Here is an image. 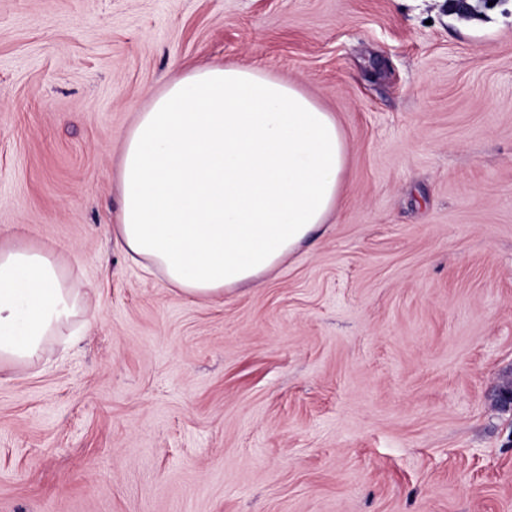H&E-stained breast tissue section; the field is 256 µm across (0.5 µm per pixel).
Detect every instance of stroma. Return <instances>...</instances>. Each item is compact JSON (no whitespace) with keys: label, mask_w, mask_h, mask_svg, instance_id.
<instances>
[{"label":"stroma","mask_w":512,"mask_h":512,"mask_svg":"<svg viewBox=\"0 0 512 512\" xmlns=\"http://www.w3.org/2000/svg\"><path fill=\"white\" fill-rule=\"evenodd\" d=\"M215 61L340 123L325 234L189 301L106 237L136 112ZM90 289L0 370V512H512V0H0V239Z\"/></svg>","instance_id":"obj_1"}]
</instances>
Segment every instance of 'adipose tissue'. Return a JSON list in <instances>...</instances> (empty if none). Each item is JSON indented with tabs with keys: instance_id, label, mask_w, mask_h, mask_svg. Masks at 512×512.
Instances as JSON below:
<instances>
[{
	"instance_id": "adipose-tissue-1",
	"label": "adipose tissue",
	"mask_w": 512,
	"mask_h": 512,
	"mask_svg": "<svg viewBox=\"0 0 512 512\" xmlns=\"http://www.w3.org/2000/svg\"><path fill=\"white\" fill-rule=\"evenodd\" d=\"M347 143L294 83L213 64L169 83L122 137L107 232L185 298L260 286L335 213ZM82 285L53 255L0 243V367L31 366L77 316Z\"/></svg>"
}]
</instances>
